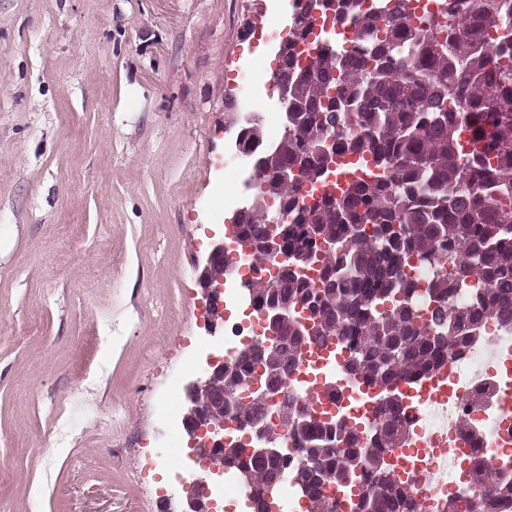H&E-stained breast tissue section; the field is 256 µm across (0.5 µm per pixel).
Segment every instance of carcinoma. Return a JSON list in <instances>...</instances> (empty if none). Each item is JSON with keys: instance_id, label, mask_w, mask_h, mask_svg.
<instances>
[{"instance_id": "carcinoma-1", "label": "carcinoma", "mask_w": 512, "mask_h": 512, "mask_svg": "<svg viewBox=\"0 0 512 512\" xmlns=\"http://www.w3.org/2000/svg\"><path fill=\"white\" fill-rule=\"evenodd\" d=\"M294 0L289 35L280 49L278 83L288 85V127L278 150L255 178L257 189L290 210L307 183L310 193L354 156L372 165L371 180L348 179L336 194H320L279 224L281 250L296 267L276 284L245 285L255 305L288 307L277 326L280 351L254 345L224 369L222 389H242L254 365L293 369L305 345L346 340L344 376L377 388L379 421L367 435L310 418L293 409L279 423L297 433L306 458L259 459L224 446V468L245 474L252 512H270L268 492L285 476L298 478L314 512H336L322 475L349 476L356 512H415L409 489L389 474L385 455L408 438L409 413L399 383L426 377L444 363L448 343L465 347L480 327H512V0H440L436 12L416 14L415 0ZM334 13L369 36L352 51L327 43L304 73L294 42ZM499 32L486 44L485 32ZM470 118V151L463 150L457 110ZM298 169L291 182L282 168ZM270 217L245 215L242 239L268 259ZM430 272L425 283L403 278L409 261ZM321 264L312 284L300 272ZM425 288L429 324H419L416 299ZM465 290L467 301L455 294ZM311 312L316 328L301 331L295 308ZM512 505V481L498 482L477 500L454 495L441 512H500Z\"/></svg>"}]
</instances>
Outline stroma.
Returning <instances> with one entry per match:
<instances>
[{
	"label": "stroma",
	"mask_w": 512,
	"mask_h": 512,
	"mask_svg": "<svg viewBox=\"0 0 512 512\" xmlns=\"http://www.w3.org/2000/svg\"><path fill=\"white\" fill-rule=\"evenodd\" d=\"M290 0H0V512H177L199 272Z\"/></svg>",
	"instance_id": "35a3bbf8"
}]
</instances>
